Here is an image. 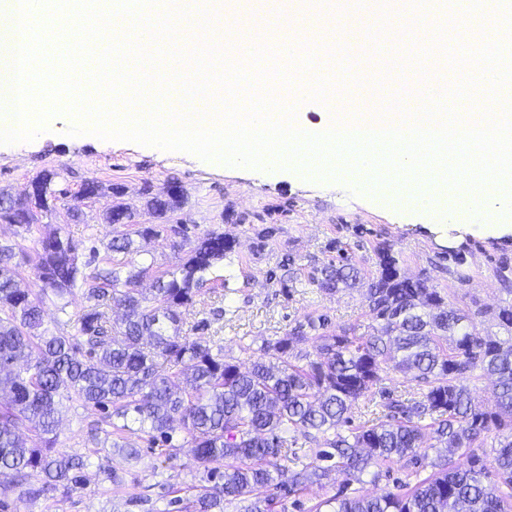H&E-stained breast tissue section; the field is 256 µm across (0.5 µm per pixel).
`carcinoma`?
<instances>
[{
  "label": "carcinoma",
  "mask_w": 512,
  "mask_h": 512,
  "mask_svg": "<svg viewBox=\"0 0 512 512\" xmlns=\"http://www.w3.org/2000/svg\"><path fill=\"white\" fill-rule=\"evenodd\" d=\"M68 194L17 200L1 190L0 222L21 214L18 226L29 233ZM182 204L179 191L149 197L154 223L135 230L146 239L168 229L189 245L148 294L139 288L146 269L123 276L93 268L97 248L85 260L59 229L39 240L33 257L0 245V392L9 393L0 401V470L14 472L24 494L83 486L89 457L54 448L63 400L75 399L99 409L117 437L131 424L153 446L172 448L176 432L186 435L206 477L180 500L183 512H224L232 500L244 503L242 512H285L282 499L294 496L298 507L297 496L334 474L347 487L370 468L388 475L403 461L414 480L396 482L397 492L368 498L341 489L308 512H512V303L496 315L511 337L480 336L469 315L427 279L401 274L382 247L379 275L367 283L372 332H336L327 315L309 317L262 340V356L243 370L223 346L191 336L206 321L185 328L183 308L233 253L234 240L190 239L186 225L171 224ZM27 266L42 283L37 294L19 287ZM362 280L343 253L311 278L325 294ZM77 286L89 305L76 334L41 332L44 299L63 312ZM114 304L125 309L119 322L108 313ZM310 340L312 353L302 349ZM479 370L495 378V413L482 410L467 385ZM390 371L411 375L415 392L403 398L381 387ZM377 386L383 420L353 425ZM492 433L497 445L488 450ZM307 443L316 451L299 455ZM438 444L448 452L442 460L430 456Z\"/></svg>",
  "instance_id": "1"
}]
</instances>
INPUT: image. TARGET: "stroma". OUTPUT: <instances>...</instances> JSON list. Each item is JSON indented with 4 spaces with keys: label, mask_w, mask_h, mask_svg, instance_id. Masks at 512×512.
<instances>
[{
    "label": "stroma",
    "mask_w": 512,
    "mask_h": 512,
    "mask_svg": "<svg viewBox=\"0 0 512 512\" xmlns=\"http://www.w3.org/2000/svg\"><path fill=\"white\" fill-rule=\"evenodd\" d=\"M385 24H373L365 55L374 68L363 71L359 56L338 39L329 47L332 66L351 61L353 78L375 81L374 98L363 101L362 111H374L382 100L404 93L406 105L418 103L426 77L408 72L391 56ZM66 120H59L33 141L0 144V190L25 198L40 174L58 172V184L78 195L83 183L101 185L99 196L80 202L79 220H69L65 210L42 217L32 232L0 222V244L34 253L39 240L56 226H64L80 249L97 247L101 267H122L128 262L146 267L140 286L150 289L162 272L178 262L170 234L134 237L133 224H111L107 214L120 205L136 222L149 219L148 193L163 194L178 186L184 203L175 214L188 224L190 235L211 232L232 237L235 250L209 276L201 294L185 315L188 321L208 319L204 339L220 338L226 356L248 368L259 355L245 351L242 340L261 341L283 335L305 317L327 314L335 328L356 327L366 333L371 323L363 288L328 295L311 283L314 268L345 250L364 278L376 277L377 247L390 244L399 258L402 274L427 278L441 290L449 305L470 313L477 332L494 336V320L507 296L501 290L497 268L512 265V235L497 237L494 224L474 233H461L448 220L417 211H390L371 197L351 188H336L298 178L291 170L271 172L245 167H219L186 152H159L128 141H107L93 135L70 136ZM133 236L137 257L105 252L112 238ZM464 247L463 266L470 279L459 283L448 248ZM98 409L76 401L65 402L57 429L56 446L69 454L89 456L83 488L56 489L35 501H19L12 475H0V491L8 512H174L179 491L199 484L202 467L194 461L190 445L175 436L177 453L154 448L147 433L137 429L122 435V449L112 446L106 433L91 437L99 420ZM140 451L128 460L125 448ZM115 470L121 485L107 479Z\"/></svg>",
    "instance_id": "1"
}]
</instances>
